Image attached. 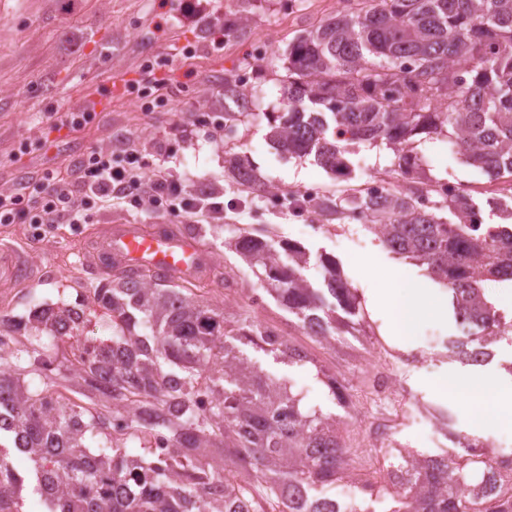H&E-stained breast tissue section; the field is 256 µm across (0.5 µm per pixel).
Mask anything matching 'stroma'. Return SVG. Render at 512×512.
I'll use <instances>...</instances> for the list:
<instances>
[{
  "label": "stroma",
  "mask_w": 512,
  "mask_h": 512,
  "mask_svg": "<svg viewBox=\"0 0 512 512\" xmlns=\"http://www.w3.org/2000/svg\"><path fill=\"white\" fill-rule=\"evenodd\" d=\"M342 7V0H0V194L22 181L70 171L89 149L108 147L119 137L134 141L188 184L223 189V220L185 222L205 241L203 275L221 268L235 279L234 287L207 294L208 304L223 312L227 327L248 316L307 351L310 364L291 366L259 349H244L272 377L290 383L305 408L343 417L340 435L349 470L371 479L408 454L458 453L456 442L428 424L433 410L451 413L454 431L469 435L473 429L466 407L439 398L431 386L434 378L461 367L445 346L458 333L454 319L424 320L403 343L388 335L372 307L373 296L393 287L396 269L417 279L424 278L423 269L384 248L363 221L346 219L344 228L331 234L319 228L323 216L298 218L288 202L309 184L342 198L354 196L375 175L401 185L394 152L382 142L354 144L349 175L337 176L313 157L280 154L266 138L269 123L286 110L282 57L289 43ZM228 21L233 30L215 42L211 27ZM160 56L167 59L161 69L154 65ZM231 74L247 83V114L218 130L214 122L225 113L224 78ZM94 98L104 106L91 112L83 128L49 127V112H82ZM418 152L427 179L453 180L480 204L512 183L465 164L460 153L449 151L444 135L421 140ZM233 156L257 173L265 196L229 178L225 162ZM169 221L166 214H144L116 200L96 211L91 223L56 225L41 240L31 238L25 224H0V251L27 270H56L54 277L20 289L9 319L27 317L39 306L90 304L104 271L90 258L95 238L111 225ZM244 232L274 245H303L314 259L305 275L316 286L321 283L316 257H334L357 299L362 335L347 334L327 345L307 336L272 296L253 306L260 286L255 270L226 247ZM326 374L344 379L350 409L335 404L322 381ZM381 374L394 386L380 396L373 383ZM384 422L390 438L379 448L372 428Z\"/></svg>",
  "instance_id": "stroma-1"
}]
</instances>
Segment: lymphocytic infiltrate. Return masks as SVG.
Returning <instances> with one entry per match:
<instances>
[{
  "mask_svg": "<svg viewBox=\"0 0 512 512\" xmlns=\"http://www.w3.org/2000/svg\"><path fill=\"white\" fill-rule=\"evenodd\" d=\"M78 177L46 174L37 183L0 195V223L24 219L53 229L58 224H86L98 207L115 200L144 212L163 211L210 222L223 218L222 193L200 194L152 165L131 142L112 149H91L77 164Z\"/></svg>",
  "mask_w": 512,
  "mask_h": 512,
  "instance_id": "1",
  "label": "lymphocytic infiltrate"
}]
</instances>
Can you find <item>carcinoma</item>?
Returning a JSON list of instances; mask_svg holds the SVG:
<instances>
[{"instance_id": "carcinoma-1", "label": "carcinoma", "mask_w": 512, "mask_h": 512, "mask_svg": "<svg viewBox=\"0 0 512 512\" xmlns=\"http://www.w3.org/2000/svg\"><path fill=\"white\" fill-rule=\"evenodd\" d=\"M287 112L269 125L282 153L313 156L332 171L346 165L353 143L381 141L410 184L384 198L349 202L322 197L329 219L356 215L392 253L425 266L448 289L460 335L448 352L485 366L491 345L512 334L486 298L490 280L512 282V231L482 230V208L463 190L451 203L428 206L416 137L448 133L467 164L512 178V0H357L288 45ZM247 85L224 78V100L246 102ZM447 103L439 112L433 102ZM253 192L264 185L241 162L228 167ZM229 247L261 269L309 336L331 342L338 311L356 314L354 295L321 255L323 287L303 274L306 249L278 253L266 241L238 236ZM221 272L208 284L143 267L113 270L93 288L92 306L76 312L36 309L22 340L0 358V512H16L31 486L37 512H363L337 506L322 490L348 478L346 450L334 414L305 409L302 398L239 356L231 341L251 344L291 365L305 351L255 321L237 331L205 303V288L229 287ZM93 320L112 323L110 342L80 341ZM50 372L86 404L64 402ZM127 415L115 418V408ZM163 435L165 454L153 452ZM128 442L144 453L132 456ZM480 437L457 435V456L413 455L390 465L379 491L391 512H512V495L483 501L463 495L496 468L476 450ZM29 449L33 474L8 466L11 451Z\"/></svg>"}]
</instances>
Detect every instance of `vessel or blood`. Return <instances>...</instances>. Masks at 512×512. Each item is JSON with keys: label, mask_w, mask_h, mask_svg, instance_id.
Here are the masks:
<instances>
[{"label": "vessel or blood", "mask_w": 512, "mask_h": 512, "mask_svg": "<svg viewBox=\"0 0 512 512\" xmlns=\"http://www.w3.org/2000/svg\"><path fill=\"white\" fill-rule=\"evenodd\" d=\"M101 251L125 268L147 265L171 275L191 276L203 265L193 236L163 238L138 224L110 228Z\"/></svg>", "instance_id": "1"}]
</instances>
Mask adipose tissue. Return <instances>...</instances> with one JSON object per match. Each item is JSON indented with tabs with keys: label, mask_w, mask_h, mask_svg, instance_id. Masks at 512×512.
<instances>
[{
	"label": "adipose tissue",
	"mask_w": 512,
	"mask_h": 512,
	"mask_svg": "<svg viewBox=\"0 0 512 512\" xmlns=\"http://www.w3.org/2000/svg\"><path fill=\"white\" fill-rule=\"evenodd\" d=\"M395 280V287L378 294L375 303L390 311L397 335H412L422 320L447 316V299L424 281L401 272L396 273ZM435 387L439 393L463 401L474 429L488 430L500 422L512 421V387H503L492 375L451 371L439 377Z\"/></svg>",
	"instance_id": "1"
}]
</instances>
